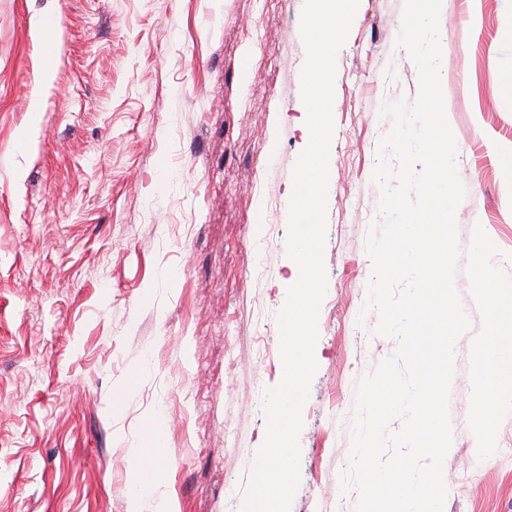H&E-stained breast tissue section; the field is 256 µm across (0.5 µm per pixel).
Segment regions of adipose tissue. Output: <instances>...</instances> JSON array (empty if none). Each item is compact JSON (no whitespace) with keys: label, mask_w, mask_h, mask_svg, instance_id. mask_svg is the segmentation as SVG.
Returning <instances> with one entry per match:
<instances>
[{"label":"adipose tissue","mask_w":512,"mask_h":512,"mask_svg":"<svg viewBox=\"0 0 512 512\" xmlns=\"http://www.w3.org/2000/svg\"><path fill=\"white\" fill-rule=\"evenodd\" d=\"M495 300L494 326L481 348L485 367L473 376V386L483 396L491 394L500 383H512V343L501 341L512 330V290L503 289Z\"/></svg>","instance_id":"ef3b65f1"}]
</instances>
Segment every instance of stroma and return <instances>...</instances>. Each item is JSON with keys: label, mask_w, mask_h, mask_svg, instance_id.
<instances>
[{"label": "stroma", "mask_w": 512, "mask_h": 512, "mask_svg": "<svg viewBox=\"0 0 512 512\" xmlns=\"http://www.w3.org/2000/svg\"><path fill=\"white\" fill-rule=\"evenodd\" d=\"M303 6L0 0V512H127L139 478L174 512H242L265 438L261 391L283 377L277 314L299 275L286 238L310 140ZM403 9L359 0L336 55L327 290L291 512H355L358 487L335 490L357 385L398 347L359 315L367 236L383 221L373 171L393 125L374 107L419 95L397 44ZM439 35L465 188L455 287L470 326L454 377L468 380L492 325L475 276L485 267L512 285V0H442ZM479 237L490 244L480 255ZM477 413L472 389L451 387L444 466L473 468L443 512H512V459L500 454L512 399L490 429L474 426Z\"/></svg>", "instance_id": "1"}]
</instances>
